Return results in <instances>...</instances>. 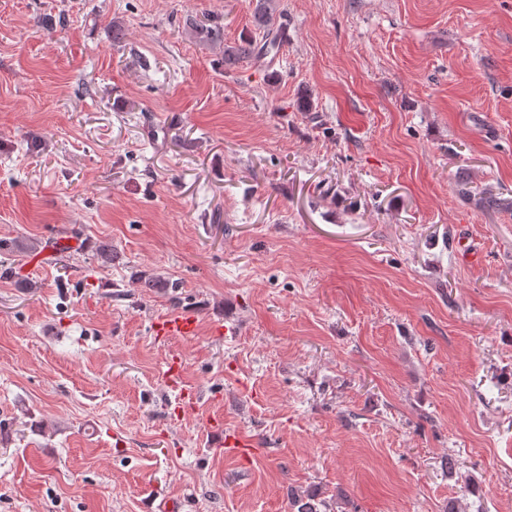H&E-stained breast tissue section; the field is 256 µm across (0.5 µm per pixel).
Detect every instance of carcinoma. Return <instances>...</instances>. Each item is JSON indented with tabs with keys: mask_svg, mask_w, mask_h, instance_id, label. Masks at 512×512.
Returning <instances> with one entry per match:
<instances>
[{
	"mask_svg": "<svg viewBox=\"0 0 512 512\" xmlns=\"http://www.w3.org/2000/svg\"><path fill=\"white\" fill-rule=\"evenodd\" d=\"M253 19L256 29L263 32L262 40L243 36L233 46L224 45V65L237 67L242 63L255 64L272 51L279 50L285 37L283 25L277 23L279 5L277 0H252ZM191 31L195 37L212 45H223L224 31L217 24H193ZM292 507L296 512H321L325 502L315 489L292 495Z\"/></svg>",
	"mask_w": 512,
	"mask_h": 512,
	"instance_id": "1",
	"label": "carcinoma"
}]
</instances>
